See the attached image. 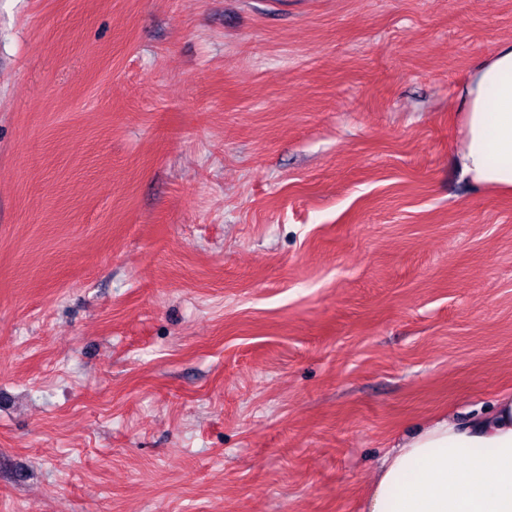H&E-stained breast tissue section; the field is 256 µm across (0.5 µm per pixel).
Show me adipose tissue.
I'll return each mask as SVG.
<instances>
[{
    "label": "adipose tissue",
    "instance_id": "adipose-tissue-1",
    "mask_svg": "<svg viewBox=\"0 0 512 512\" xmlns=\"http://www.w3.org/2000/svg\"><path fill=\"white\" fill-rule=\"evenodd\" d=\"M458 111L459 165L476 184L512 193V43L474 66ZM362 512H512V394L397 440Z\"/></svg>",
    "mask_w": 512,
    "mask_h": 512
}]
</instances>
